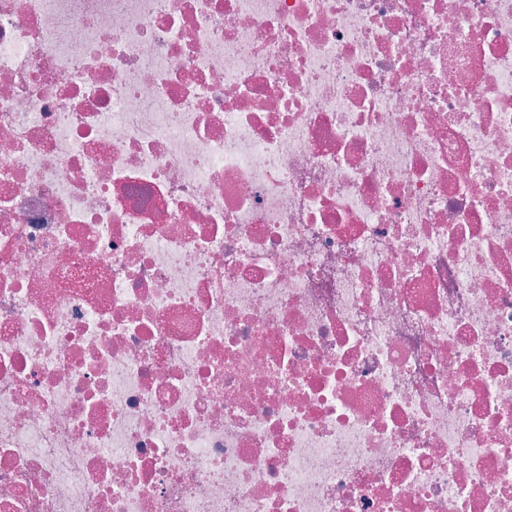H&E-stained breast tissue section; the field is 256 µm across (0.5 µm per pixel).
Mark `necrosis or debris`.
Listing matches in <instances>:
<instances>
[{
  "mask_svg": "<svg viewBox=\"0 0 512 512\" xmlns=\"http://www.w3.org/2000/svg\"><path fill=\"white\" fill-rule=\"evenodd\" d=\"M0 512H512V0H0Z\"/></svg>",
  "mask_w": 512,
  "mask_h": 512,
  "instance_id": "1",
  "label": "necrosis or debris"
}]
</instances>
